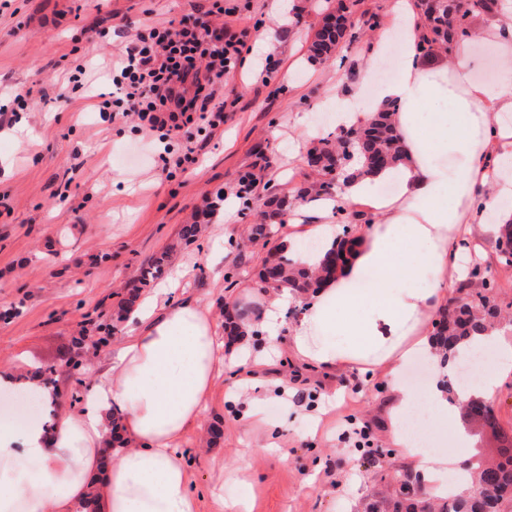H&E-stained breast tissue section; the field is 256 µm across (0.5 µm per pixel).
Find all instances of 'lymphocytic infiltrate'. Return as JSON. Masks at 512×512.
Wrapping results in <instances>:
<instances>
[{
  "label": "lymphocytic infiltrate",
  "instance_id": "f902f5d3",
  "mask_svg": "<svg viewBox=\"0 0 512 512\" xmlns=\"http://www.w3.org/2000/svg\"><path fill=\"white\" fill-rule=\"evenodd\" d=\"M252 50L231 29L191 15L146 26L108 64L112 90L98 112L112 122L136 116L138 132L161 143L175 167L195 164L203 146L193 131L223 125L226 102L217 92Z\"/></svg>",
  "mask_w": 512,
  "mask_h": 512
}]
</instances>
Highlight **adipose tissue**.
<instances>
[{"mask_svg":"<svg viewBox=\"0 0 512 512\" xmlns=\"http://www.w3.org/2000/svg\"><path fill=\"white\" fill-rule=\"evenodd\" d=\"M407 29L398 76L367 91L358 84L336 109L342 123L362 127L378 112L391 120L406 153L391 168L357 175L332 199L320 200L316 221L286 229L283 242L295 266L318 262L299 251L308 238L331 245L338 232L334 212L357 200L368 203L372 223L353 225V258L309 299L286 287L268 288L258 320L266 350L226 352L214 320L197 300H166V288L138 301L130 330L98 370L84 402L64 409L34 372L0 369V476L27 462L29 476L0 490V512H84L97 494V512H197L179 443L197 428L225 367L267 365L289 328L291 347L304 361L357 373L392 376L390 436L400 459L438 493L461 492L466 472L456 464L466 438L452 427L453 401L470 394L492 399L499 380L512 372V333L494 328L475 345L497 355L471 390L448 395L454 364L441 363L430 329L450 290L476 287L464 258L471 227L489 219L512 222V11L498 6L483 18L477 36L460 35L443 62L422 58L411 0H392ZM499 51L500 77H475L482 64L478 45ZM393 183L391 194L381 185ZM299 314L285 326V303ZM430 362V380L414 390L396 380L411 360ZM447 433L452 448L434 452L418 436ZM455 471L451 484L440 476Z\"/></svg>","mask_w":512,"mask_h":512,"instance_id":"obj_1","label":"adipose tissue"}]
</instances>
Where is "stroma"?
Here are the masks:
<instances>
[{"mask_svg": "<svg viewBox=\"0 0 512 512\" xmlns=\"http://www.w3.org/2000/svg\"><path fill=\"white\" fill-rule=\"evenodd\" d=\"M214 0H0V110L11 125L0 128V368H57L55 392L72 406L76 387L62 365L80 328L112 321V312L138 269L163 250L167 272L185 266L187 275L170 300L193 297L207 307L216 326L224 305L254 307L256 266L282 240L281 233L248 242L269 192H292L305 179L307 148L336 135V100L360 82H387L399 69L403 27L391 0H358L352 8L356 41L333 60H310L308 45L335 0H224L236 5L225 16ZM213 25L257 32L243 69L224 79L230 103L223 126L208 131L196 169L166 176L159 145L134 130V120L102 122L95 106L107 91L98 68L137 30L183 14ZM393 33L386 52L371 60L378 30ZM275 39L279 70L270 86L257 78L267 39ZM83 64L91 89L59 101L67 77ZM30 91L27 106L13 98ZM305 114L306 128L296 127ZM256 173L249 202L236 199L239 176ZM210 211L209 227L190 245H177L182 225ZM247 263L237 264L238 254ZM469 264L487 270L501 303L512 302V267L499 263L495 237L485 238ZM248 381L243 367L224 372L198 430L181 443L198 512H219L240 495L239 478L252 488L250 512H366L372 499L394 485L397 456L391 453L387 416L390 378L384 372L327 370L297 359L280 346L261 395L278 430L250 424L248 404L232 391ZM346 408L368 423L375 447L385 456L366 461L340 443L335 410ZM497 427L454 411L453 425L466 436L467 456L494 458L512 434V374L502 378ZM277 450H267L269 440ZM223 484L224 499L212 495Z\"/></svg>", "mask_w": 512, "mask_h": 512, "instance_id": "35a3bbf8", "label": "stroma"}]
</instances>
